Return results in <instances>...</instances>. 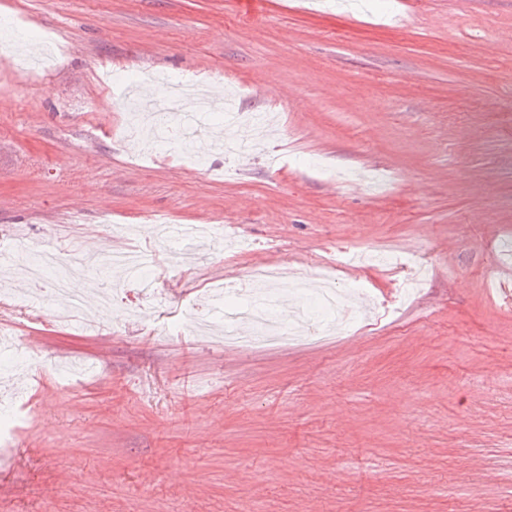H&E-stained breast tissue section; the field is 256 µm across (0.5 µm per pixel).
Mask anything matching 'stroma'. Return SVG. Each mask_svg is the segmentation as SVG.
I'll list each match as a JSON object with an SVG mask.
<instances>
[{
  "mask_svg": "<svg viewBox=\"0 0 512 512\" xmlns=\"http://www.w3.org/2000/svg\"><path fill=\"white\" fill-rule=\"evenodd\" d=\"M47 35L52 62L17 55ZM198 73L276 116L263 151L140 150L120 86ZM155 213L255 248L159 268L160 309L122 279L91 332L44 287L0 309L40 339L0 353V512H512V0H0V237L76 269L184 249ZM339 241L427 282L390 311L403 273L347 267L377 304L334 336L182 345L221 277L322 272ZM386 264L391 267L401 268L408 272V276L404 282L403 295L413 288L419 271L423 270L426 266V261L419 255L416 256H403L399 254H390L384 258Z\"/></svg>",
  "mask_w": 512,
  "mask_h": 512,
  "instance_id": "35a3bbf8",
  "label": "stroma"
}]
</instances>
